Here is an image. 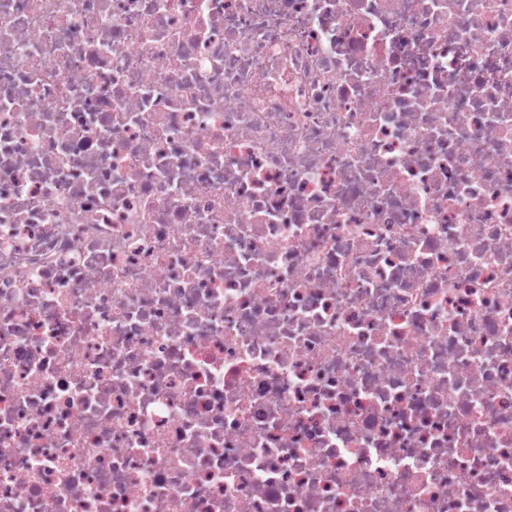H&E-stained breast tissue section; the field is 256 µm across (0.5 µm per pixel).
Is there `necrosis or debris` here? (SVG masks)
<instances>
[{"label":"necrosis or debris","instance_id":"necrosis-or-debris-1","mask_svg":"<svg viewBox=\"0 0 512 512\" xmlns=\"http://www.w3.org/2000/svg\"><path fill=\"white\" fill-rule=\"evenodd\" d=\"M0 512H512V0H0Z\"/></svg>","mask_w":512,"mask_h":512}]
</instances>
